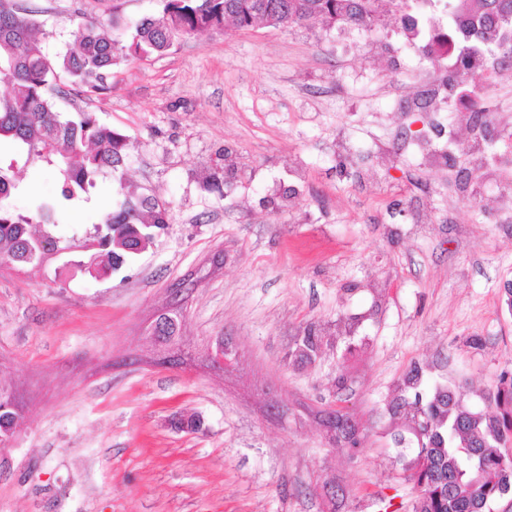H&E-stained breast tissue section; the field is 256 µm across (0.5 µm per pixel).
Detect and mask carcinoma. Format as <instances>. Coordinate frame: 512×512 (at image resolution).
<instances>
[{"label":"carcinoma","mask_w":512,"mask_h":512,"mask_svg":"<svg viewBox=\"0 0 512 512\" xmlns=\"http://www.w3.org/2000/svg\"><path fill=\"white\" fill-rule=\"evenodd\" d=\"M162 9L124 25L117 15L77 25L73 39L50 55L36 38L39 26L17 3L0 0V141L8 140L26 160H40L59 176L60 194L20 212L0 204V261L17 267L41 265L47 254L80 249L66 271L91 279L107 278L133 256L115 243L152 242L168 224L166 204L153 195L123 193L80 240L54 233L67 206L88 204L100 177L124 185L127 138L101 124L92 112L65 117L54 95L64 85L102 90L105 75L130 58L162 55L178 39L222 30L226 20L247 29L257 23L369 27L379 0H162ZM448 34L462 55H482L495 69L512 60V0H448ZM14 163L0 166V194L19 184ZM322 339L305 331L296 343L297 359L313 364ZM486 408L463 403L457 389L429 385L415 364L403 374L388 412L408 423L392 435L403 479L413 485V512H490L494 502L512 496V367L496 375ZM328 441L359 447L352 420L336 410L326 417Z\"/></svg>","instance_id":"1"}]
</instances>
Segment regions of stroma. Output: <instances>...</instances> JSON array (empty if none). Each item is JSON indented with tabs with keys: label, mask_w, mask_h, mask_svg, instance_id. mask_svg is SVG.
<instances>
[{
	"label": "stroma",
	"mask_w": 512,
	"mask_h": 512,
	"mask_svg": "<svg viewBox=\"0 0 512 512\" xmlns=\"http://www.w3.org/2000/svg\"><path fill=\"white\" fill-rule=\"evenodd\" d=\"M18 2L51 54L78 23L161 8ZM424 51L380 0L368 30L229 23L57 98L128 136L130 157L60 232L111 212L123 184L164 201L169 224L105 279L59 274L64 254L0 264V382L21 413L0 446V512H377L380 495L412 512L386 410L397 380L420 364L480 408L512 366V66L479 126L465 78ZM218 163L220 195L201 188ZM17 179L19 211L59 191L37 161ZM168 312L182 336L171 366L152 339ZM309 327L322 352L303 365ZM224 341L234 359L217 370ZM336 402L358 450L327 442L316 413ZM188 416L201 430L175 427ZM311 329L305 331L304 336H300L296 343L297 359L304 364H313L321 352L322 339Z\"/></svg>",
	"instance_id": "35a3bbf8"
}]
</instances>
